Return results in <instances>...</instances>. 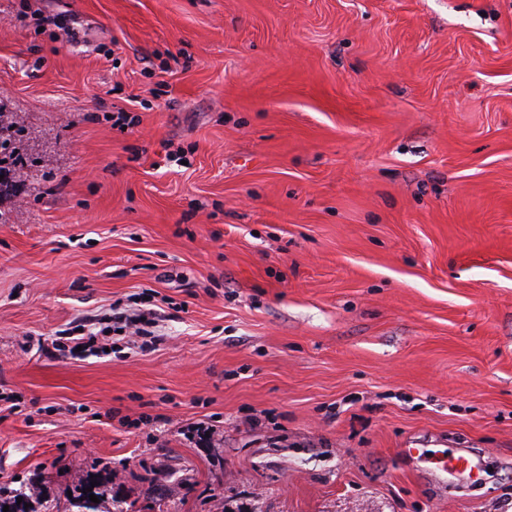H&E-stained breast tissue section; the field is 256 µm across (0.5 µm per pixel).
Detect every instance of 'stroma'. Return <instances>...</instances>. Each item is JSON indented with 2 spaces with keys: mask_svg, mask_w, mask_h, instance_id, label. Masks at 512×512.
Returning <instances> with one entry per match:
<instances>
[{
  "mask_svg": "<svg viewBox=\"0 0 512 512\" xmlns=\"http://www.w3.org/2000/svg\"><path fill=\"white\" fill-rule=\"evenodd\" d=\"M0 111V486L512 512V0H0ZM146 288L158 349L41 348ZM6 112H0V174L8 172L15 167L12 159V137L11 129L13 124L8 120L4 114ZM6 116V117H5ZM6 160V163H3ZM479 465V460L469 453L455 452L448 458V462L447 460L443 461L440 466V471L447 474L448 477H456L459 475L472 477L476 473L479 474Z\"/></svg>",
  "mask_w": 512,
  "mask_h": 512,
  "instance_id": "stroma-1",
  "label": "stroma"
}]
</instances>
